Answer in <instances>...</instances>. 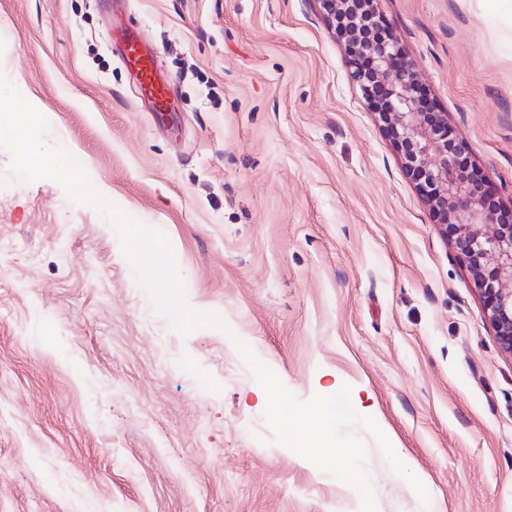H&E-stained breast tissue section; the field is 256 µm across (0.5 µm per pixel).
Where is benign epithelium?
Listing matches in <instances>:
<instances>
[{"label": "benign epithelium", "instance_id": "1", "mask_svg": "<svg viewBox=\"0 0 512 512\" xmlns=\"http://www.w3.org/2000/svg\"><path fill=\"white\" fill-rule=\"evenodd\" d=\"M313 2L331 28L338 14L376 17L374 0ZM345 50L352 82L400 145L405 168L471 274L501 349L512 355V208L496 202L484 179L448 151V113L422 105L415 66L393 36L373 40L356 27L346 34Z\"/></svg>", "mask_w": 512, "mask_h": 512}]
</instances>
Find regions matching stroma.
I'll list each match as a JSON object with an SVG mask.
<instances>
[{"label": "stroma", "instance_id": "1", "mask_svg": "<svg viewBox=\"0 0 512 512\" xmlns=\"http://www.w3.org/2000/svg\"><path fill=\"white\" fill-rule=\"evenodd\" d=\"M419 84L512 205V5L377 0ZM175 102L151 112L104 0H0V71L47 146L173 250L157 316L120 238L57 182L0 188V512H360L273 440L245 342L298 399L349 385L378 512H512V355L313 0H125Z\"/></svg>", "mask_w": 512, "mask_h": 512}]
</instances>
